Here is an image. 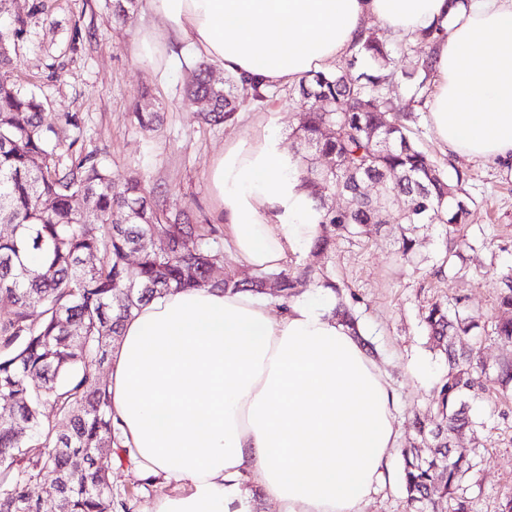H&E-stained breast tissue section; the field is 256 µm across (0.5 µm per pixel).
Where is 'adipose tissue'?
I'll return each instance as SVG.
<instances>
[{"label": "adipose tissue", "mask_w": 512, "mask_h": 512, "mask_svg": "<svg viewBox=\"0 0 512 512\" xmlns=\"http://www.w3.org/2000/svg\"><path fill=\"white\" fill-rule=\"evenodd\" d=\"M137 58L163 72L189 48L268 89L347 55L377 22L406 39L442 28L427 101L434 137L470 160L512 161V0H143ZM208 180L224 245L282 268L319 233L317 213L268 128L230 141ZM322 288L274 309L244 291L184 288L123 324L112 418L136 473L162 486L150 512H363L390 478L397 393Z\"/></svg>", "instance_id": "obj_1"}]
</instances>
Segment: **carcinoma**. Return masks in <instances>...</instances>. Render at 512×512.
<instances>
[{"instance_id": "carcinoma-1", "label": "carcinoma", "mask_w": 512, "mask_h": 512, "mask_svg": "<svg viewBox=\"0 0 512 512\" xmlns=\"http://www.w3.org/2000/svg\"><path fill=\"white\" fill-rule=\"evenodd\" d=\"M137 2L112 0L116 21L133 19ZM25 34L18 15L0 25V67L13 63ZM442 36L443 29L432 27L408 39L409 64L401 67L386 33L368 28L352 45L347 68L310 73L288 89V99L305 110L294 136L299 179L321 227L312 260L247 277L229 270L218 282L209 270L221 248L203 225L152 201L145 178L118 181L93 156L73 152L76 141L62 153L59 127L77 126L75 116H52L35 93L0 85V221L13 225V234L0 236V292L12 297V307L0 312V512H114L111 474L123 437L98 366L124 321L152 299L193 287L264 296L268 281L285 302L305 282L337 293L342 284L328 267L336 240L363 235L390 214L406 225L399 247L406 260L415 243L411 234L423 226L440 224L453 240L472 201L468 178L458 169L448 176L451 162L420 146L415 116L425 109ZM361 60L371 69L357 70ZM401 90L412 108L397 106ZM188 91L211 99V111L202 114L208 124L234 120L246 102L265 107L274 98L253 77L213 82L204 62ZM131 119L153 130L163 115L138 102ZM368 183L380 186L378 196L366 195ZM336 195L348 197L349 205L331 207L328 198ZM44 198L52 205L43 206ZM86 199L93 205L87 213L81 209ZM151 235L167 238L169 251L144 248ZM29 253L40 256L39 267L26 265ZM89 257L91 265L84 263ZM497 306L503 315L488 327L440 303L423 317L430 348L446 355L448 371L433 398L436 419L418 422L420 445L401 450L411 512H442L444 502L448 512H471L462 483L475 463L456 441L476 427L468 401L485 389V369L474 349L457 344L489 331L511 345L512 275L500 279ZM77 455L85 460L81 468L72 462ZM41 479L51 481L50 501L30 496V485Z\"/></svg>"}]
</instances>
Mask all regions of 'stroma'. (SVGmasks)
Returning <instances> with one entry per match:
<instances>
[{
    "label": "stroma",
    "instance_id": "obj_1",
    "mask_svg": "<svg viewBox=\"0 0 512 512\" xmlns=\"http://www.w3.org/2000/svg\"><path fill=\"white\" fill-rule=\"evenodd\" d=\"M13 9L25 19L26 35L13 65L0 68V83L43 95L49 113L77 116L78 127L61 128L63 142H75L77 151L95 156L116 178L145 176L171 211H189L223 229L208 171L225 143L256 123L280 136L284 151L296 149L290 133L300 116L284 99L265 109L244 105L229 124L201 122L199 104L185 92L197 60L179 54L165 76L156 75L136 57L141 17L116 24L106 0H15ZM141 98L163 111L156 130L130 121L131 106ZM419 125L426 146L470 177L472 203L459 256L447 258L445 230L432 224L416 233L412 260H402L401 227L390 223L338 240L333 258V272L345 284L342 299L359 315L363 336L398 393L404 448L416 443L413 421L427 415L447 373L444 355L427 344L425 310L440 302L490 322L498 314L497 284L512 272V165L448 157L428 117ZM469 409L480 427L459 441L475 461L466 494L474 512H499L512 493V394L487 391L471 399ZM111 480L114 496H128L130 512H146L162 492L157 485L139 487L126 458L115 462Z\"/></svg>",
    "mask_w": 512,
    "mask_h": 512
}]
</instances>
